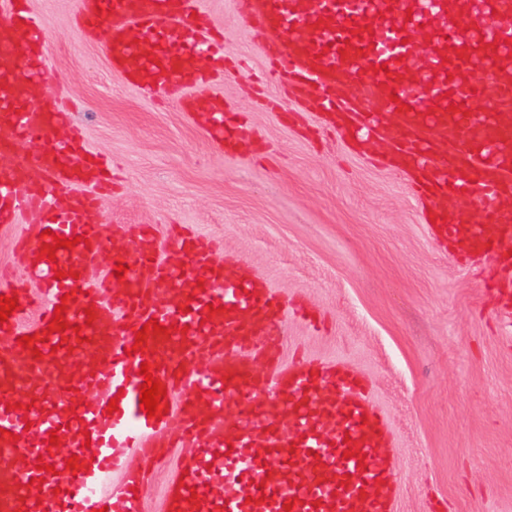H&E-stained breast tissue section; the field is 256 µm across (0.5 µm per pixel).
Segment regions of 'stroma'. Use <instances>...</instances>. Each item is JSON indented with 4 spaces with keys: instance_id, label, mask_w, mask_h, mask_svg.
I'll list each match as a JSON object with an SVG mask.
<instances>
[{
    "instance_id": "35a3bbf8",
    "label": "stroma",
    "mask_w": 512,
    "mask_h": 512,
    "mask_svg": "<svg viewBox=\"0 0 512 512\" xmlns=\"http://www.w3.org/2000/svg\"><path fill=\"white\" fill-rule=\"evenodd\" d=\"M49 36V71L85 145L112 157L101 225L152 224L164 244L186 227L243 259L286 303L327 319L285 318V361L354 367L397 448L396 512H512V320L480 266L449 255L420 219L409 181L379 151L311 139L313 112L257 102L265 68L230 0H203L222 49L214 92L249 135L231 157L182 108L148 101L113 71L103 37L76 31L75 0H28ZM248 66L223 79L231 56Z\"/></svg>"
}]
</instances>
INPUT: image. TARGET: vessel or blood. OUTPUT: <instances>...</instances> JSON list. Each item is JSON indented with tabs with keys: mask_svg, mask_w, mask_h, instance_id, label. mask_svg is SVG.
Segmentation results:
<instances>
[{
	"mask_svg": "<svg viewBox=\"0 0 512 512\" xmlns=\"http://www.w3.org/2000/svg\"><path fill=\"white\" fill-rule=\"evenodd\" d=\"M232 7L258 29L265 86L318 113L342 140L388 138L382 164L407 176L422 221L450 254L489 261L491 287L506 289L512 0ZM76 8L81 36L106 31L114 70L143 96L164 92L235 154L247 129L206 91L214 79L202 58L219 41L202 0ZM111 169L52 99L41 17L26 0H0V224H34L16 248L25 278L0 274V295L18 300L0 324V512H143L147 471L172 448L184 454L169 512H392L396 450L361 375L343 362L282 363L281 298L243 261L218 260L213 239L189 233L164 250L155 226L127 224L103 236ZM55 234L76 245L51 262L41 252ZM30 277L43 285L34 298ZM32 301L36 319L22 322ZM59 305L68 328L55 332ZM153 320L160 330H146ZM25 335L31 347L19 345ZM145 364L167 390L160 419L140 406ZM53 431L74 460L45 474L38 457ZM88 451L96 464L87 469Z\"/></svg>",
	"mask_w": 512,
	"mask_h": 512,
	"instance_id": "1",
	"label": "vessel or blood"
}]
</instances>
